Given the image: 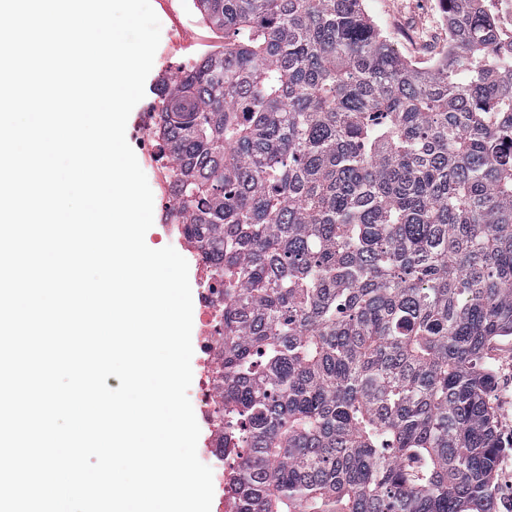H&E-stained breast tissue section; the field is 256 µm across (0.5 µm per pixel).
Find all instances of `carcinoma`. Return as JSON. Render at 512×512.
I'll list each match as a JSON object with an SVG mask.
<instances>
[{
  "instance_id": "carcinoma-1",
  "label": "carcinoma",
  "mask_w": 512,
  "mask_h": 512,
  "mask_svg": "<svg viewBox=\"0 0 512 512\" xmlns=\"http://www.w3.org/2000/svg\"><path fill=\"white\" fill-rule=\"evenodd\" d=\"M402 57L362 0H193L224 50L166 86L168 224L224 284L236 512H496L512 338V44L439 0ZM488 354L489 363L496 377L492 401L501 420L502 434H504L507 446H510L512 434V339L494 344Z\"/></svg>"
}]
</instances>
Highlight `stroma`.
Returning a JSON list of instances; mask_svg holds the SVG:
<instances>
[{"label":"stroma","mask_w":512,"mask_h":512,"mask_svg":"<svg viewBox=\"0 0 512 512\" xmlns=\"http://www.w3.org/2000/svg\"><path fill=\"white\" fill-rule=\"evenodd\" d=\"M364 9L397 51L419 66H430L448 45V27L437 0H364ZM161 39L145 82V96L133 108L131 119L157 107L170 76L186 64H197L223 46L224 34L196 13L192 0H170L168 12L159 13ZM489 363L496 384L492 400L504 436L512 435V339L494 344Z\"/></svg>","instance_id":"1"}]
</instances>
